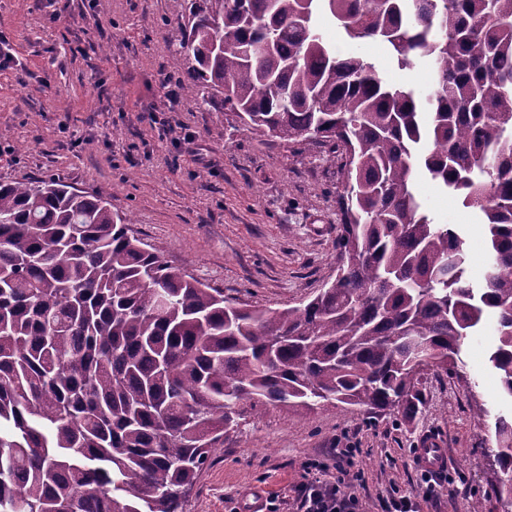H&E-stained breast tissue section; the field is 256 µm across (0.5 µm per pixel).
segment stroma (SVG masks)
<instances>
[{
	"instance_id": "stroma-1",
	"label": "stroma",
	"mask_w": 512,
	"mask_h": 512,
	"mask_svg": "<svg viewBox=\"0 0 512 512\" xmlns=\"http://www.w3.org/2000/svg\"><path fill=\"white\" fill-rule=\"evenodd\" d=\"M99 26L76 23L79 13ZM184 22L182 0H0V35L13 62L0 69V183L56 178L108 198L132 214L133 232L173 267L225 297L260 309L294 306L334 279L340 224L336 160L299 151L245 127L221 102L182 99L174 132L159 135L144 106L162 104L165 76ZM321 27L336 56H366L388 83L419 96L431 91L428 63L398 69L375 42L349 41L330 17ZM417 188L436 222L465 240L467 279L481 286L487 246L481 216L427 176ZM493 315L461 346L456 374L419 378L421 405L366 412L325 406L313 412L245 406L224 448L199 475L185 512H230L269 494L291 497L306 465L319 460L335 477L333 450L354 445L360 512H384L394 493H418L416 443L429 431L446 442L448 466L438 494L421 512H508L490 490L498 467L493 435L479 418L510 415L489 362Z\"/></svg>"
}]
</instances>
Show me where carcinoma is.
Here are the masks:
<instances>
[{"mask_svg": "<svg viewBox=\"0 0 512 512\" xmlns=\"http://www.w3.org/2000/svg\"><path fill=\"white\" fill-rule=\"evenodd\" d=\"M174 62L200 105L336 158V279L281 310L240 307L169 266L103 196L0 185V512H184L238 407L413 412L418 375L457 373L494 310L512 398V0H184ZM428 61L433 92L338 58L319 20ZM423 173L484 216L485 284L435 222ZM491 492L512 501V418Z\"/></svg>", "mask_w": 512, "mask_h": 512, "instance_id": "carcinoma-1", "label": "carcinoma"}]
</instances>
